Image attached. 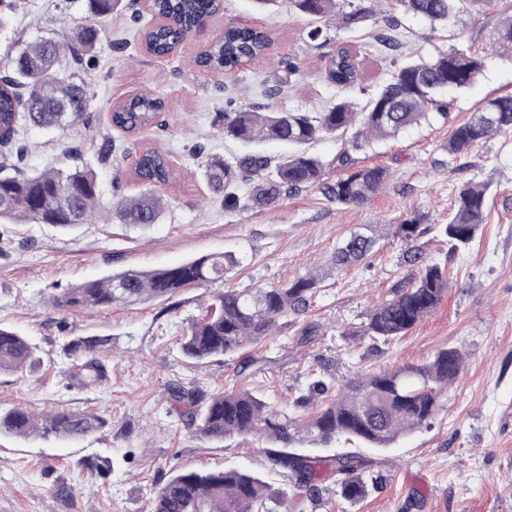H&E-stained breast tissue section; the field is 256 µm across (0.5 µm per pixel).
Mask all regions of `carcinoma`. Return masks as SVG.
Here are the masks:
<instances>
[{
	"instance_id": "obj_1",
	"label": "carcinoma",
	"mask_w": 512,
	"mask_h": 512,
	"mask_svg": "<svg viewBox=\"0 0 512 512\" xmlns=\"http://www.w3.org/2000/svg\"><path fill=\"white\" fill-rule=\"evenodd\" d=\"M406 11L429 22L431 29L459 19V0H396ZM114 0H87V23L60 44L41 39L21 48L12 61L11 71L0 76V129L11 144L22 126L65 129L88 110L83 85L65 78L56 70L63 51L70 52L82 69L96 66L92 55L99 36L95 21L112 13ZM292 6L310 20L307 37L318 40L319 23L336 14L348 29L360 28L376 15L371 6L354 0H290ZM349 10L340 9V4ZM224 10V0H152L151 23L139 34L140 48L154 56L176 53L199 29L206 18ZM375 44L391 57L390 78L361 105L350 96L361 84L360 60L356 49L342 43L324 66V78L336 86L341 96L323 112L268 111L239 107L221 115L224 138L247 145L276 142L285 152L268 157L249 153L226 160L213 155L204 165V179L211 193L224 197V208L237 209L242 183L249 185L248 201L254 206H271L281 198L320 183L321 160L303 146L330 135L352 133L351 148L358 150L375 141L397 136L402 130L447 116L441 93L462 91L475 83L483 68L482 56L469 47L452 48L426 60L400 53L394 26L373 36ZM272 34L244 25L227 27L216 40L194 57V63L209 70L233 75L240 65L267 55ZM494 47L512 57V14L499 20ZM164 101L150 93L128 100L112 112V125L126 133H137L151 125ZM512 130V96L484 101L471 117L456 125L448 138V154L458 155L493 133ZM17 162L0 164V219L48 224L68 228L86 224L97 204L100 188L95 172L86 165H75L66 172L45 170L25 175L16 170L24 157V146L15 150ZM133 176L148 187L138 197L122 199L115 214L125 224L147 228L158 222L163 206L158 190L174 179V170L165 154L156 148L140 153ZM388 172L380 166L364 167L340 177L328 187L327 196L342 206L360 205L379 192ZM485 186L469 184L459 193L448 223L438 225V233L450 251L465 249L476 239L485 223ZM395 234L406 242L420 235L419 219L407 218L396 225ZM377 239L354 231L336 249L334 265L346 268L364 259ZM412 268L409 281L367 313L364 335L374 342L389 344L401 339L439 305L447 287L445 268L426 261L414 248L403 256ZM238 259L232 253H211L192 261L148 271L129 270L102 279L88 280L63 289L52 302L68 309H109L150 300L166 303L164 310L176 309L172 300L183 290L224 279ZM322 278L297 276L277 287L227 288L214 293L202 313L189 319L176 338L183 356L215 359L237 356L243 368L264 370L261 361L248 355L265 344L278 320L305 310L316 294ZM97 341L69 342L63 352L72 356L83 350L90 357L80 365L72 380L92 387L106 378L104 365L92 356ZM35 362V347L18 331L0 326V372L21 373ZM464 370V354L456 347L442 348L423 364L360 375L349 379L333 394L335 386L325 375L311 373L306 386L298 390L288 409L279 410L248 387L247 379L231 389L205 391L195 386L170 388L171 410L193 434L216 440L233 435H254L266 439L264 449L269 472L288 478L297 489L320 498L325 483L351 504L368 492L364 460L355 451L344 450L329 458L311 456L305 448H321L337 439L361 441L373 448L391 447L407 433L430 428L443 407L448 388ZM105 420L95 414L54 410L36 415L15 407L0 414V434H35L78 437L99 431ZM148 512H288L282 496H274L261 476L243 468L221 470H181L171 476L149 501Z\"/></svg>"
}]
</instances>
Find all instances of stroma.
Listing matches in <instances>:
<instances>
[{"label": "stroma", "mask_w": 512, "mask_h": 512, "mask_svg": "<svg viewBox=\"0 0 512 512\" xmlns=\"http://www.w3.org/2000/svg\"><path fill=\"white\" fill-rule=\"evenodd\" d=\"M133 2L121 0L101 19L97 66L78 73L89 96V125L26 127L18 135L28 147L21 163L28 173L74 166L68 149L80 145V162L98 177L96 222L62 229L0 221V324L37 344L42 358L25 374L0 373V414L17 406L65 409L101 415L106 424L80 437L1 434L0 512H146L177 470L242 467L265 474L264 439L210 440L188 432L171 413V384L228 388L239 369L238 359L230 357L187 359L175 338L212 292L274 287L309 271L323 278L318 293L305 312L279 319L269 345L281 361L251 381L275 407H287L314 371L341 382L361 372L424 363L448 346L461 349L466 362L431 428L408 433L383 451L364 449L369 475H382L383 481L370 486L361 502L351 505L331 494L317 506L291 483L270 477L273 489L286 495L290 512H512V132L492 134L459 156L447 150L452 128L485 99L512 94V59L492 47L498 19L512 13V0H489L478 17L434 30L393 9L402 53L430 59L452 46H470L481 50L484 68L470 88L448 94L447 117L349 152V167L337 160L346 150L343 141L325 137L309 145L328 184L350 167L388 169L386 185L367 203L339 206L311 187L273 206L236 210L225 209L203 177L207 156L230 160L246 150L220 132L219 113L231 101L263 112L323 111L336 98L324 80L325 59L340 43L361 42L362 33L331 19L312 42L307 18L289 0H278L266 12L257 11L252 0H224L223 12L207 19L179 57L155 58L114 47L135 28ZM86 17L85 0H0V75L19 46L41 36L67 42ZM231 22L269 29L268 58L243 65L231 78L196 68L192 57ZM290 61L299 67L293 77L284 68ZM147 90L166 101L158 124L136 135L114 129L113 105ZM106 141L112 155L104 161L99 148ZM148 147L166 152L175 178L163 193L158 223L140 229L123 224L113 207L144 193L130 171ZM471 181L488 188V217L470 247L454 254L437 227L447 223L460 189ZM414 213L422 217L415 244L427 259L445 264L448 287L438 308L403 339L377 346L351 330L409 274L401 262L407 245L394 226ZM367 226L379 237L374 250L334 269L336 247ZM213 252L235 254L240 264L223 281L182 291L172 312L157 301L106 312L59 310L50 303L56 290L86 280ZM311 323L318 326V337L297 346L295 336ZM88 338L99 341L95 356L107 377L97 387L73 388L68 376L85 355L66 356L62 347ZM105 460L110 470L103 476L97 465Z\"/></svg>", "instance_id": "obj_1"}]
</instances>
